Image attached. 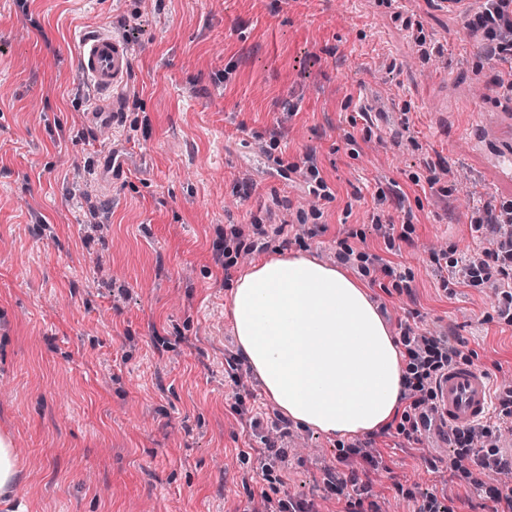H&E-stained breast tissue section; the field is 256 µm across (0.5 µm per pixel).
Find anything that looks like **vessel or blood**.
I'll use <instances>...</instances> for the list:
<instances>
[{
    "instance_id": "1",
    "label": "vessel or blood",
    "mask_w": 512,
    "mask_h": 512,
    "mask_svg": "<svg viewBox=\"0 0 512 512\" xmlns=\"http://www.w3.org/2000/svg\"><path fill=\"white\" fill-rule=\"evenodd\" d=\"M76 43L78 67L101 91L113 93V101L96 99L86 106L88 122L101 126L114 125L121 110L119 93L127 81L131 57L127 46L112 35L78 33ZM483 140L500 150L512 147V114L502 113L491 129L480 130ZM491 387L484 371L463 363L448 369L434 383V422L445 429H468L483 421L490 413Z\"/></svg>"
}]
</instances>
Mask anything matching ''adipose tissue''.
<instances>
[{
  "mask_svg": "<svg viewBox=\"0 0 512 512\" xmlns=\"http://www.w3.org/2000/svg\"><path fill=\"white\" fill-rule=\"evenodd\" d=\"M238 346L265 393L295 423L348 439L401 420L411 376L403 343L379 313L367 281L301 253L255 259L230 291ZM30 476L0 435V501Z\"/></svg>",
  "mask_w": 512,
  "mask_h": 512,
  "instance_id": "obj_1",
  "label": "adipose tissue"
}]
</instances>
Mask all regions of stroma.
<instances>
[{
    "mask_svg": "<svg viewBox=\"0 0 512 512\" xmlns=\"http://www.w3.org/2000/svg\"><path fill=\"white\" fill-rule=\"evenodd\" d=\"M469 17L440 0H0V434L32 512H251L276 490L344 512L323 478L348 474V445L292 424L261 473L282 414L254 376L240 392L262 418L242 424L224 379L229 285L284 248L365 279L395 335L449 337L492 387L512 381V303L460 282L475 220L512 206L467 133L512 113V66ZM99 30L132 56L108 130L84 119L99 91L72 41ZM352 443L386 464L357 512H483L512 485L454 469L435 430Z\"/></svg>",
    "mask_w": 512,
    "mask_h": 512,
    "instance_id": "35a3bbf8",
    "label": "stroma"
}]
</instances>
